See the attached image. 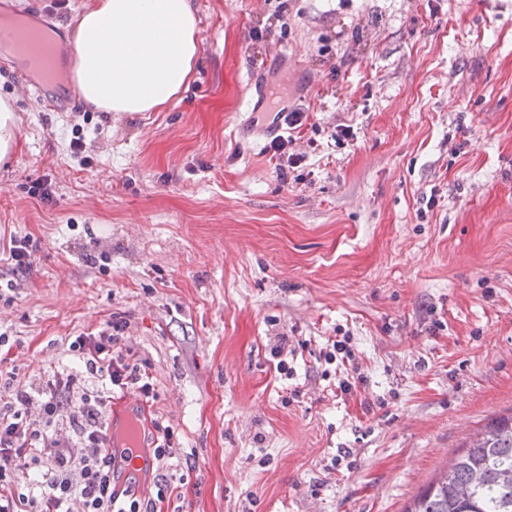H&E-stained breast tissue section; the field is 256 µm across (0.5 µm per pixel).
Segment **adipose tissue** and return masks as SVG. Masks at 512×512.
<instances>
[{
    "mask_svg": "<svg viewBox=\"0 0 512 512\" xmlns=\"http://www.w3.org/2000/svg\"><path fill=\"white\" fill-rule=\"evenodd\" d=\"M192 0H97L79 17L75 78L102 112H152L188 83L198 53Z\"/></svg>",
    "mask_w": 512,
    "mask_h": 512,
    "instance_id": "adipose-tissue-1",
    "label": "adipose tissue"
}]
</instances>
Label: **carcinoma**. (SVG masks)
Wrapping results in <instances>:
<instances>
[{"mask_svg": "<svg viewBox=\"0 0 512 512\" xmlns=\"http://www.w3.org/2000/svg\"><path fill=\"white\" fill-rule=\"evenodd\" d=\"M405 512H512V413L492 418Z\"/></svg>", "mask_w": 512, "mask_h": 512, "instance_id": "cac0c4a2", "label": "carcinoma"}]
</instances>
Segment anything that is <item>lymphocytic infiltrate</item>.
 <instances>
[{
  "label": "lymphocytic infiltrate",
  "instance_id": "lymphocytic-infiltrate-1",
  "mask_svg": "<svg viewBox=\"0 0 512 512\" xmlns=\"http://www.w3.org/2000/svg\"><path fill=\"white\" fill-rule=\"evenodd\" d=\"M120 330L110 321L98 334L71 344L99 381L96 391L80 397L71 420L74 438L59 435L53 423L71 400L75 375L55 373L38 402L20 383L0 396V512H157L155 502L136 493L112 491L105 412L115 390L134 385L142 395L152 391L147 371L129 364L119 347ZM35 404L43 412L39 423L30 418Z\"/></svg>",
  "mask_w": 512,
  "mask_h": 512
}]
</instances>
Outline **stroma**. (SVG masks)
<instances>
[{"mask_svg": "<svg viewBox=\"0 0 512 512\" xmlns=\"http://www.w3.org/2000/svg\"><path fill=\"white\" fill-rule=\"evenodd\" d=\"M74 40L93 0H15ZM189 87L101 112L0 64V375L122 322L164 512H405L512 412V0H193ZM279 96L255 121L249 79ZM304 112L278 170L280 112ZM348 126L352 138H338ZM81 150H73V141ZM28 241L33 265L4 259ZM363 377L341 394L328 338ZM285 361L287 371L277 370ZM16 117L5 102H0V159L4 158L15 143Z\"/></svg>", "mask_w": 512, "mask_h": 512, "instance_id": "35a3bbf8", "label": "stroma"}]
</instances>
